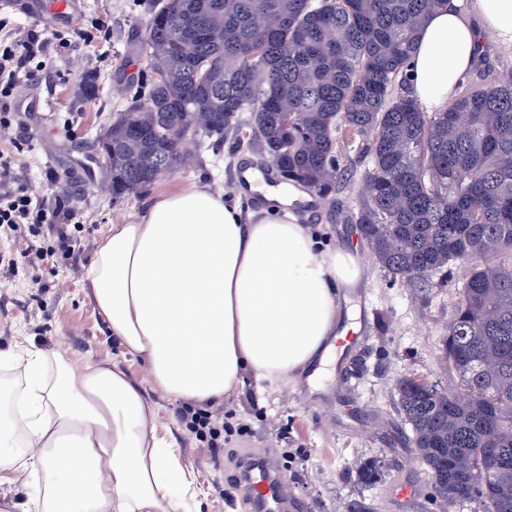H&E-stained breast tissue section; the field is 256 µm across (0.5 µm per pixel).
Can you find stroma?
<instances>
[{
    "label": "stroma",
    "mask_w": 512,
    "mask_h": 512,
    "mask_svg": "<svg viewBox=\"0 0 512 512\" xmlns=\"http://www.w3.org/2000/svg\"><path fill=\"white\" fill-rule=\"evenodd\" d=\"M148 9V0H78L70 14L58 15L52 0H0L1 24L49 29L66 40L61 47L48 45L50 63L39 81L22 76L15 83L7 114L12 138L0 140V162L8 167L0 186L25 184L34 205L50 210L60 198L73 208L67 222L71 245L60 242L53 222L0 236V349L22 343L60 351L76 363H117L156 404L160 437L174 442L195 472L202 512H247L231 481L238 459L253 448L292 456L282 473L305 512H481L478 503L448 505L433 496L394 390L396 380L408 375L450 381L441 340L465 271L454 267L420 287L392 280L374 261L351 222L360 179L371 166L356 143L339 141L345 173L335 191L325 198L307 193L294 211L317 231L323 248L357 252L370 286L356 301L342 303L341 322H361L362 347L346 350L341 361L325 360L315 380L305 371L276 384L245 374L243 388L225 399L223 409L248 429L227 437L213 453L186 428L185 402L158 392L146 363L123 354L108 336L85 289V271L108 225L129 219L151 198L201 181L225 191L236 186L245 164L267 175L268 187L282 186L268 176L269 164L257 151L191 138L185 144L192 156L187 166L142 196L113 202L94 144L125 107L121 87L146 67ZM82 31L88 39H79ZM511 74L512 48L489 40L467 82ZM92 80L97 94L81 98L80 88ZM25 96L40 99L45 111H21ZM370 458L384 464V476L373 486L361 484L357 475L359 464ZM404 485L412 486V497L399 495Z\"/></svg>",
    "instance_id": "stroma-1"
}]
</instances>
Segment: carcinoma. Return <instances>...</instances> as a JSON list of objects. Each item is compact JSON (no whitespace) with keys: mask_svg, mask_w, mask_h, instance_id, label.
I'll return each mask as SVG.
<instances>
[{"mask_svg":"<svg viewBox=\"0 0 512 512\" xmlns=\"http://www.w3.org/2000/svg\"><path fill=\"white\" fill-rule=\"evenodd\" d=\"M448 0H154L149 68L97 139L121 202L188 137L254 149L280 180L326 197L342 177L337 133L372 158L352 220L393 280L466 268L442 343L448 386L395 391L440 501L512 512V78L473 85L443 112L409 94L407 65ZM472 389V399L452 391ZM496 448V467L476 463ZM371 459L359 481L376 484Z\"/></svg>","mask_w":512,"mask_h":512,"instance_id":"obj_1","label":"carcinoma"}]
</instances>
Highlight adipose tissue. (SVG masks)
I'll return each mask as SVG.
<instances>
[{
	"instance_id": "ef3b65f1",
	"label": "adipose tissue",
	"mask_w": 512,
	"mask_h": 512,
	"mask_svg": "<svg viewBox=\"0 0 512 512\" xmlns=\"http://www.w3.org/2000/svg\"><path fill=\"white\" fill-rule=\"evenodd\" d=\"M512 48V0H448L421 30L408 70L423 110L444 111L473 68L482 33ZM293 197L267 190L243 214L200 182L157 196L105 231L85 273L88 295L126 354L173 400L220 403L244 372L283 380L331 336L339 298L363 288L356 253L325 250ZM27 390L0 415V512L19 472L41 473L28 512H200L195 480L157 432V409L119 365L75 369L59 352L6 354Z\"/></svg>"
}]
</instances>
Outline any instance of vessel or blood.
Returning <instances> with one entry per match:
<instances>
[{
  "mask_svg": "<svg viewBox=\"0 0 512 512\" xmlns=\"http://www.w3.org/2000/svg\"><path fill=\"white\" fill-rule=\"evenodd\" d=\"M241 485L251 512H303L302 504L291 497L276 458L266 449L250 450Z\"/></svg>",
  "mask_w": 512,
  "mask_h": 512,
  "instance_id": "obj_1",
  "label": "vessel or blood"
}]
</instances>
